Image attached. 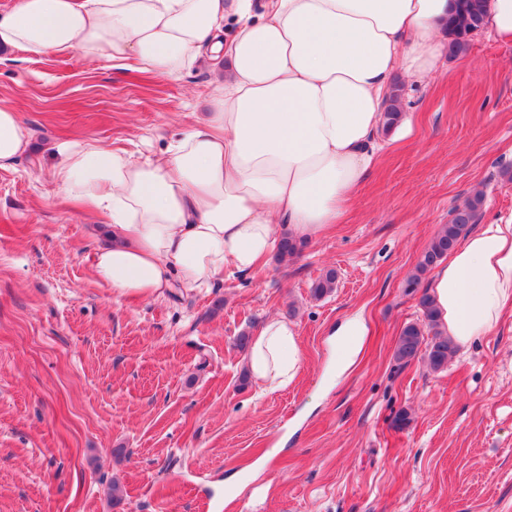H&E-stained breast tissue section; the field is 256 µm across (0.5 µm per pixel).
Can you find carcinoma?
Returning <instances> with one entry per match:
<instances>
[{
  "label": "carcinoma",
  "mask_w": 512,
  "mask_h": 512,
  "mask_svg": "<svg viewBox=\"0 0 512 512\" xmlns=\"http://www.w3.org/2000/svg\"><path fill=\"white\" fill-rule=\"evenodd\" d=\"M485 0H455L454 11L448 18L450 41L448 54L451 57L464 55L470 46V36L484 26ZM402 89L397 85L392 90L384 113V128L396 127L402 118ZM484 202L480 190L473 191L462 204L452 210L451 220L442 225L422 253L416 271L405 281L410 293H420L418 305L422 313L419 322L409 323L401 330L394 349V360L407 366L415 360H427L429 367L439 371L448 365L456 347L448 334L438 325L437 313L426 289H420L422 277L438 263L448 257L459 240L466 235L471 224L475 223ZM303 244L291 239H282L277 252L279 261L296 257ZM337 273L333 269L325 271L311 285L312 296L319 299L332 292L336 286Z\"/></svg>",
  "instance_id": "cac0c4a2"
}]
</instances>
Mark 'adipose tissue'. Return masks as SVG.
<instances>
[{
	"instance_id": "1",
	"label": "adipose tissue",
	"mask_w": 512,
	"mask_h": 512,
	"mask_svg": "<svg viewBox=\"0 0 512 512\" xmlns=\"http://www.w3.org/2000/svg\"><path fill=\"white\" fill-rule=\"evenodd\" d=\"M451 0H14L0 50L78 54L176 77L208 64L209 110L158 155L62 143L56 187L106 212L94 272L123 295L163 297L251 275L283 236L339 223L374 162L396 75L418 83L448 49ZM237 24L225 38L228 24ZM31 135L0 106V169ZM441 327L465 349L512 310V218L480 225L434 273ZM295 325L272 317L247 368L260 393L293 383Z\"/></svg>"
}]
</instances>
